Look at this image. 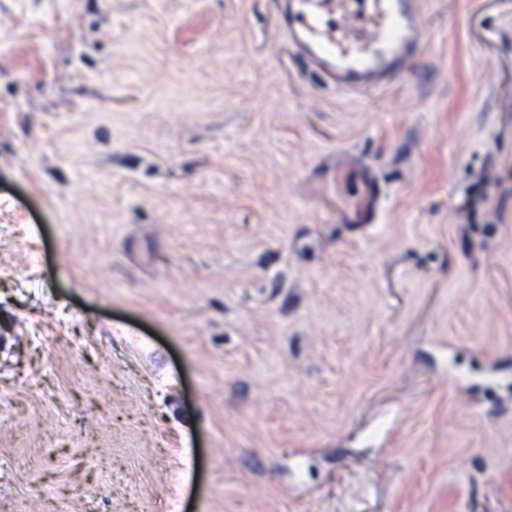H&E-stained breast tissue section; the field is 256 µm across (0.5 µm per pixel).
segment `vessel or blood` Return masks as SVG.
Segmentation results:
<instances>
[{"mask_svg":"<svg viewBox=\"0 0 512 512\" xmlns=\"http://www.w3.org/2000/svg\"><path fill=\"white\" fill-rule=\"evenodd\" d=\"M279 27L312 69L349 91H378L426 45L421 0H280ZM380 190L363 177L344 215L373 223Z\"/></svg>","mask_w":512,"mask_h":512,"instance_id":"1","label":"vessel or blood"}]
</instances>
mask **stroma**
Instances as JSON below:
<instances>
[{
  "instance_id": "obj_1",
  "label": "stroma",
  "mask_w": 512,
  "mask_h": 512,
  "mask_svg": "<svg viewBox=\"0 0 512 512\" xmlns=\"http://www.w3.org/2000/svg\"><path fill=\"white\" fill-rule=\"evenodd\" d=\"M277 13L0 0V512H512V0L357 94ZM379 196L377 183L369 176H363L354 201L344 211L345 221L348 224H372L377 216Z\"/></svg>"
}]
</instances>
